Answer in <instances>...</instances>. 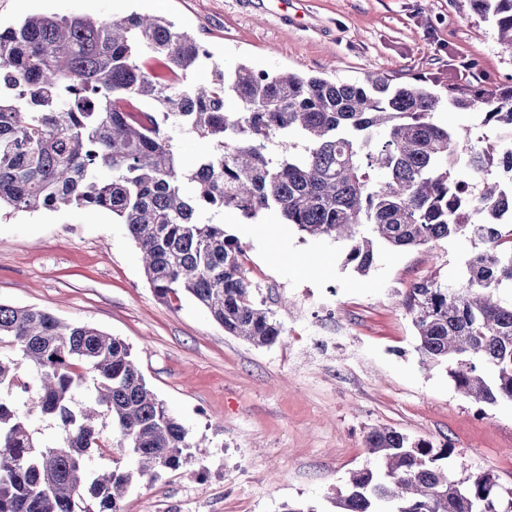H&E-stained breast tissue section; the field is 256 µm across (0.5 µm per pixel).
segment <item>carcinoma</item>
I'll use <instances>...</instances> for the list:
<instances>
[{"label": "carcinoma", "mask_w": 512, "mask_h": 512, "mask_svg": "<svg viewBox=\"0 0 512 512\" xmlns=\"http://www.w3.org/2000/svg\"><path fill=\"white\" fill-rule=\"evenodd\" d=\"M470 3L512 53V0ZM211 59L193 33L136 11L118 20L35 13L0 28V209L111 212L159 297L188 295L260 347L285 330L213 214L273 209L309 237L349 241L360 272L377 246L463 240L465 287L424 278L402 305L423 365H447L474 403L512 402V300L499 296L512 288V229L503 230L512 181L492 176L512 164V93L448 88V104H483L484 122L501 132L461 147L434 120L442 98L424 78L393 86L239 64L193 82ZM185 135L205 146L189 167L177 149ZM468 171L485 175L472 193ZM34 413L59 426L58 444H41ZM365 444L380 469L354 472L336 512H501L512 501L490 473H450L449 443L375 427ZM188 448L122 339L0 303V512H124L127 491L178 470ZM94 457L108 464L93 468Z\"/></svg>", "instance_id": "carcinoma-1"}]
</instances>
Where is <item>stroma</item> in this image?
Masks as SVG:
<instances>
[{
	"label": "stroma",
	"instance_id": "1",
	"mask_svg": "<svg viewBox=\"0 0 512 512\" xmlns=\"http://www.w3.org/2000/svg\"><path fill=\"white\" fill-rule=\"evenodd\" d=\"M133 10L194 33L224 69L352 82L378 72L395 84L423 77L443 95L469 84L512 91V53L469 0H0V25L32 13L117 20ZM483 118L477 107L435 115L472 143L494 134ZM213 220L242 244L257 300L286 331L279 343L254 346L192 299L159 298L110 212L0 210V303L123 339L188 432L187 463L133 486L125 512H283L288 503L333 512L337 487L373 464V427L451 441L452 462L512 486V403L479 407L446 367H424L401 304L430 276L461 285L465 243L380 250L362 275L346 242L303 235L276 212ZM312 255L331 271L307 274ZM326 294L339 319L317 318L314 299Z\"/></svg>",
	"mask_w": 512,
	"mask_h": 512
}]
</instances>
